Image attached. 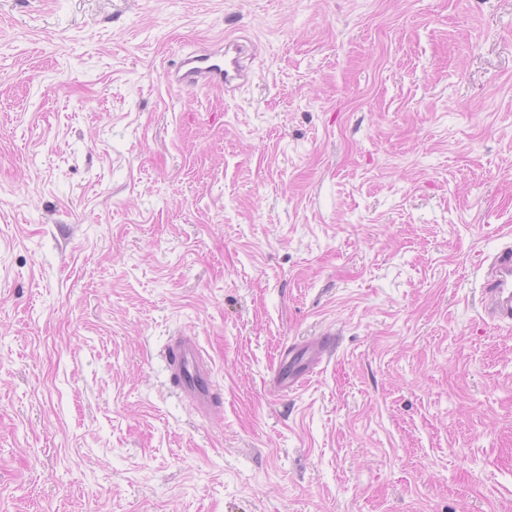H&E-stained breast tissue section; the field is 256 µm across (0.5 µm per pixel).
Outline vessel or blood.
Here are the masks:
<instances>
[{"label":"vessel or blood","instance_id":"obj_1","mask_svg":"<svg viewBox=\"0 0 512 512\" xmlns=\"http://www.w3.org/2000/svg\"><path fill=\"white\" fill-rule=\"evenodd\" d=\"M244 76L242 49L235 43L223 49L193 51L183 55L170 71L168 82L181 90L233 88ZM482 310L496 325L512 324V234L493 255L484 277ZM333 347L331 338L312 340L306 352L291 354L286 372L274 383L282 391H296L313 376L323 357ZM170 366L180 383L183 398L200 415H207L214 403L213 370L196 336L174 337Z\"/></svg>","mask_w":512,"mask_h":512}]
</instances>
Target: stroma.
Listing matches in <instances>:
<instances>
[{
  "instance_id": "35a3bbf8",
  "label": "stroma",
  "mask_w": 512,
  "mask_h": 512,
  "mask_svg": "<svg viewBox=\"0 0 512 512\" xmlns=\"http://www.w3.org/2000/svg\"><path fill=\"white\" fill-rule=\"evenodd\" d=\"M508 230L512 0H0V512H512ZM241 55V46L235 43L224 44V59L219 48L187 53L169 71L168 82L179 90L236 87L244 78ZM503 246L493 255L481 294L482 311L496 325L512 324V234L506 233ZM170 361L183 398L198 414L207 415L214 403L213 370L198 338L187 334L175 336ZM333 347L330 337L316 338L308 343L306 350L294 353L288 350V372L279 373L274 380L276 387L282 391H296L302 388L313 376L323 361V357ZM308 352V357L304 359ZM290 363V364H289Z\"/></svg>"
}]
</instances>
